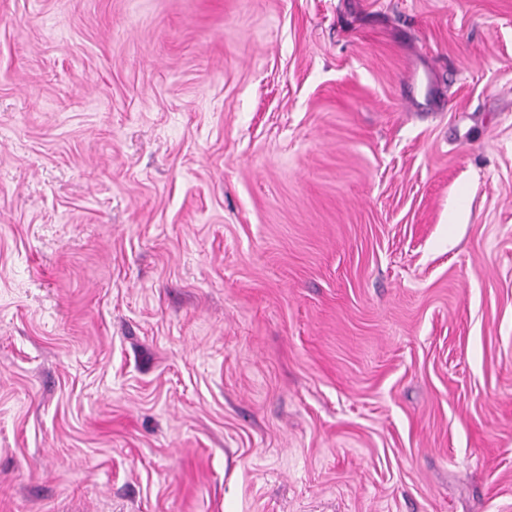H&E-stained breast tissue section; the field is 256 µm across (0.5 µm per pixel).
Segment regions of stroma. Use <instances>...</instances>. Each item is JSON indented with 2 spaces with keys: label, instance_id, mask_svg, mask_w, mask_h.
Masks as SVG:
<instances>
[{
  "label": "stroma",
  "instance_id": "stroma-1",
  "mask_svg": "<svg viewBox=\"0 0 512 512\" xmlns=\"http://www.w3.org/2000/svg\"><path fill=\"white\" fill-rule=\"evenodd\" d=\"M0 512H512V0H0Z\"/></svg>",
  "mask_w": 512,
  "mask_h": 512
}]
</instances>
